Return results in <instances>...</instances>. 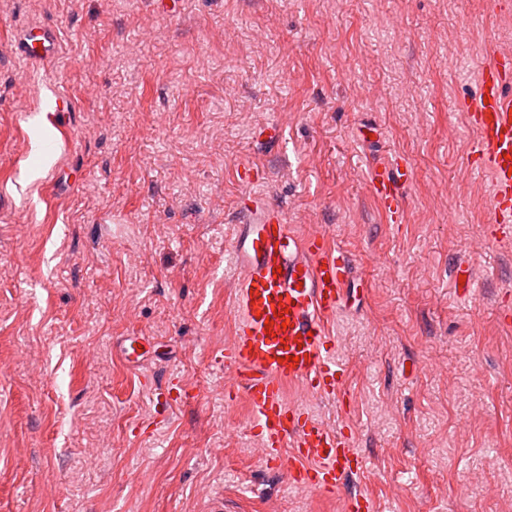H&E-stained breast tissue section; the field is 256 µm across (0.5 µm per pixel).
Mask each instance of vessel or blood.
I'll return each mask as SVG.
<instances>
[{"mask_svg": "<svg viewBox=\"0 0 512 512\" xmlns=\"http://www.w3.org/2000/svg\"><path fill=\"white\" fill-rule=\"evenodd\" d=\"M56 30L31 24L14 39L15 51L40 65L59 51ZM512 55L495 52L480 74L474 98L464 106L479 135L474 170L490 171L489 221L512 222ZM411 180L408 164L377 162L369 188L391 216H398ZM237 273L235 335L224 346V367L246 393L251 428L272 466L290 462L293 482L332 495L359 476L362 459L350 434L314 421L288 401L286 387L301 384L319 398L335 397L344 370L328 322L349 303L350 258L323 234L299 235L264 196L250 194L231 242Z\"/></svg>", "mask_w": 512, "mask_h": 512, "instance_id": "obj_1", "label": "vessel or blood"}]
</instances>
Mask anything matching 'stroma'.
<instances>
[{
    "label": "stroma",
    "instance_id": "1",
    "mask_svg": "<svg viewBox=\"0 0 512 512\" xmlns=\"http://www.w3.org/2000/svg\"><path fill=\"white\" fill-rule=\"evenodd\" d=\"M29 21L61 43L38 68L12 50ZM492 49L512 53V0H0V512H342L267 465L224 368L252 192L353 261L339 400L287 388L351 430L350 488L506 512L512 228L462 111ZM390 156L412 169L396 220L368 187ZM129 336L152 342L136 368Z\"/></svg>",
    "mask_w": 512,
    "mask_h": 512
}]
</instances>
